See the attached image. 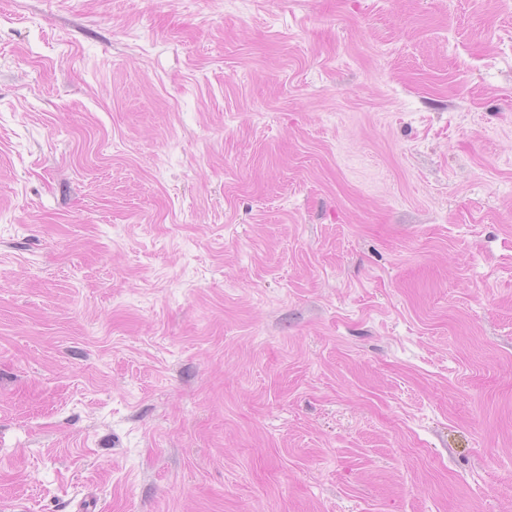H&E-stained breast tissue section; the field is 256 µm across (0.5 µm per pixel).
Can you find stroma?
Masks as SVG:
<instances>
[{
    "mask_svg": "<svg viewBox=\"0 0 512 512\" xmlns=\"http://www.w3.org/2000/svg\"><path fill=\"white\" fill-rule=\"evenodd\" d=\"M0 512H512V0H0Z\"/></svg>",
    "mask_w": 512,
    "mask_h": 512,
    "instance_id": "obj_1",
    "label": "stroma"
}]
</instances>
